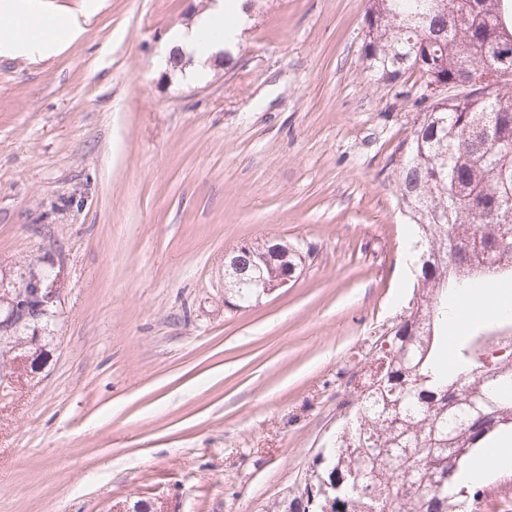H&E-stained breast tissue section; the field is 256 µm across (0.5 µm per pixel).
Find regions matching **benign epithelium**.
<instances>
[{
  "label": "benign epithelium",
  "mask_w": 512,
  "mask_h": 512,
  "mask_svg": "<svg viewBox=\"0 0 512 512\" xmlns=\"http://www.w3.org/2000/svg\"><path fill=\"white\" fill-rule=\"evenodd\" d=\"M62 288L64 264L58 257L35 259L20 276L0 268V362L10 369L0 377L1 393L13 390L20 379L47 363L49 351L42 344L39 324L57 316ZM22 325L29 330L24 339L19 336Z\"/></svg>",
  "instance_id": "7a95c632"
}]
</instances>
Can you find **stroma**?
Segmentation results:
<instances>
[{"instance_id":"1","label":"stroma","mask_w":512,"mask_h":512,"mask_svg":"<svg viewBox=\"0 0 512 512\" xmlns=\"http://www.w3.org/2000/svg\"><path fill=\"white\" fill-rule=\"evenodd\" d=\"M81 35L0 57V266L65 285L47 366L0 399V512H269L412 296L389 157L415 109L367 76V0H261L227 63L164 67L206 0H40ZM286 239L288 288L224 303Z\"/></svg>"}]
</instances>
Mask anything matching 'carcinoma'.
I'll return each instance as SVG.
<instances>
[{
    "instance_id": "obj_1",
    "label": "carcinoma",
    "mask_w": 512,
    "mask_h": 512,
    "mask_svg": "<svg viewBox=\"0 0 512 512\" xmlns=\"http://www.w3.org/2000/svg\"><path fill=\"white\" fill-rule=\"evenodd\" d=\"M362 63L377 82L416 80L409 134L390 164L399 203L420 246L405 315L375 341L369 370L340 410L334 446L305 484L272 512H483L484 490L463 466L512 430V331L501 316L459 339L448 366V319L486 280L512 279V86L483 79L512 70L507 0H368ZM483 85H478V82ZM448 89L426 108L425 91ZM256 267L224 273V302H257L258 280L293 277L309 252L284 240L256 244Z\"/></svg>"
}]
</instances>
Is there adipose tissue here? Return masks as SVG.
<instances>
[{"mask_svg": "<svg viewBox=\"0 0 512 512\" xmlns=\"http://www.w3.org/2000/svg\"><path fill=\"white\" fill-rule=\"evenodd\" d=\"M242 6V0H214L192 27L173 38L171 50L193 54L197 63H205L223 50L226 40L238 35V28L225 24L224 17L241 14ZM50 23L61 27L65 38L71 40L81 33L76 20L39 14L35 0H0V55L35 58L55 53L62 40L47 39L41 34L42 27Z\"/></svg>", "mask_w": 512, "mask_h": 512, "instance_id": "obj_1", "label": "adipose tissue"}]
</instances>
